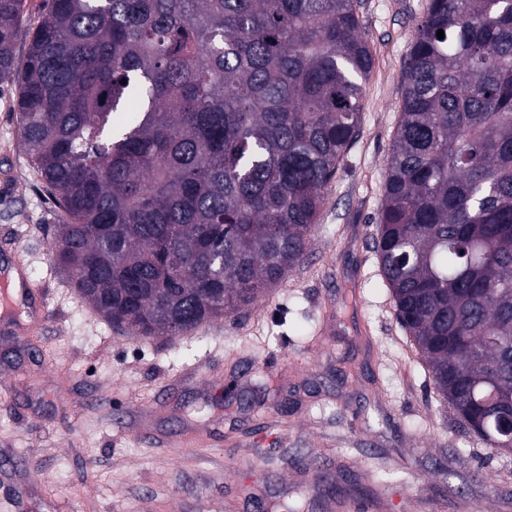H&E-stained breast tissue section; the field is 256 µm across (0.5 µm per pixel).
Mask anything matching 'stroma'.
<instances>
[{"label":"stroma","instance_id":"stroma-1","mask_svg":"<svg viewBox=\"0 0 512 512\" xmlns=\"http://www.w3.org/2000/svg\"><path fill=\"white\" fill-rule=\"evenodd\" d=\"M362 2L361 129L306 258L174 340L119 335L71 286L0 84V266L47 303L35 338L0 317V512H512V453L441 403L372 250L426 0Z\"/></svg>","mask_w":512,"mask_h":512}]
</instances>
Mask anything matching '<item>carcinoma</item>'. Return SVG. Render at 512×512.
Here are the masks:
<instances>
[{
    "label": "carcinoma",
    "instance_id": "carcinoma-1",
    "mask_svg": "<svg viewBox=\"0 0 512 512\" xmlns=\"http://www.w3.org/2000/svg\"><path fill=\"white\" fill-rule=\"evenodd\" d=\"M24 5L0 0V83L94 311L175 339L302 262L360 132V0H45L20 66ZM373 250L437 394L507 447L477 419L512 414V0H426Z\"/></svg>",
    "mask_w": 512,
    "mask_h": 512
}]
</instances>
